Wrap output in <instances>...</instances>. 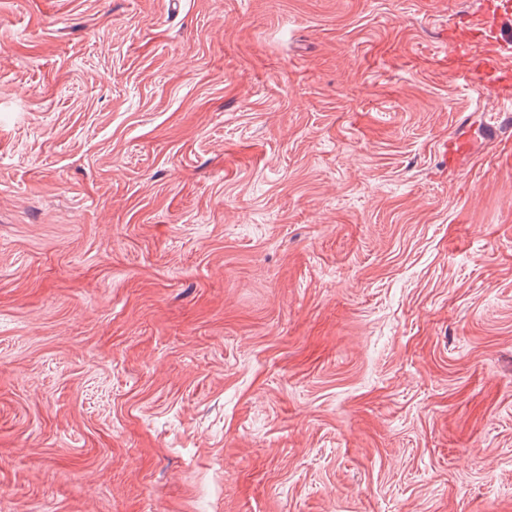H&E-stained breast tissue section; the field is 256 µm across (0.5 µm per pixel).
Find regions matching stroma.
I'll return each mask as SVG.
<instances>
[{
  "label": "stroma",
  "instance_id": "35a3bbf8",
  "mask_svg": "<svg viewBox=\"0 0 512 512\" xmlns=\"http://www.w3.org/2000/svg\"><path fill=\"white\" fill-rule=\"evenodd\" d=\"M485 2L0 0V512H512ZM465 31L469 34L473 42H482L493 37V31L485 23L479 21L473 15L459 16L453 23V26L448 27V36L453 31Z\"/></svg>",
  "mask_w": 512,
  "mask_h": 512
}]
</instances>
